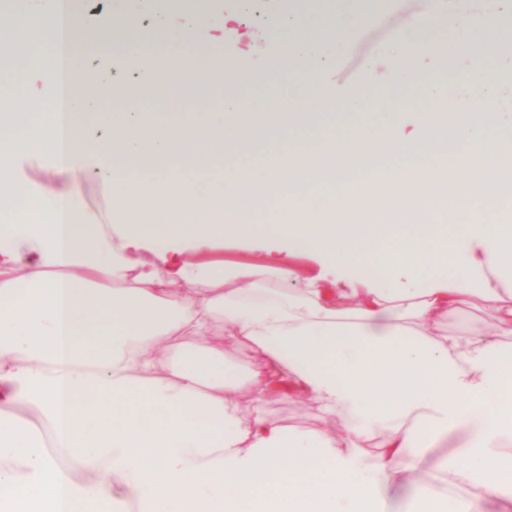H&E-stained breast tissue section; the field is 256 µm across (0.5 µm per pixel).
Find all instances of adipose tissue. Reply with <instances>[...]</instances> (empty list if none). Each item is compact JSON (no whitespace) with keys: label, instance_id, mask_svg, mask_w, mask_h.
Listing matches in <instances>:
<instances>
[{"label":"adipose tissue","instance_id":"1","mask_svg":"<svg viewBox=\"0 0 512 512\" xmlns=\"http://www.w3.org/2000/svg\"><path fill=\"white\" fill-rule=\"evenodd\" d=\"M183 4L163 0L161 42L139 33L125 68L150 89L234 84L223 58L182 53L199 35L176 22ZM219 8L209 40L282 42L298 91L229 96L173 124L124 112L100 138L81 103L128 88L75 66L68 111L55 112L57 0L0 10V32L23 36L9 52L48 50L34 78L0 81V200L28 206L0 220V512H386L418 450L460 429L455 494L423 495L414 512H486L491 499L512 512V100L480 64L446 112L418 110L438 102L429 89L371 99L387 80H425L426 58L449 73L464 56L512 53V5L456 22L434 8L343 90L325 47L351 37L362 0H278L277 28L244 26L239 0ZM337 96L349 120H317ZM36 101L47 120L23 110ZM22 154L62 171L94 158L107 218L68 191L28 192L11 171ZM218 166L222 189L202 207L172 178ZM256 209L273 222L249 223ZM230 237L268 241L266 264L184 256ZM297 247L313 275L297 273ZM468 298L492 326L442 331ZM228 338L251 350L246 372L227 363ZM276 393L307 398L324 429L270 425ZM21 402L33 418L10 414Z\"/></svg>","mask_w":512,"mask_h":512}]
</instances>
